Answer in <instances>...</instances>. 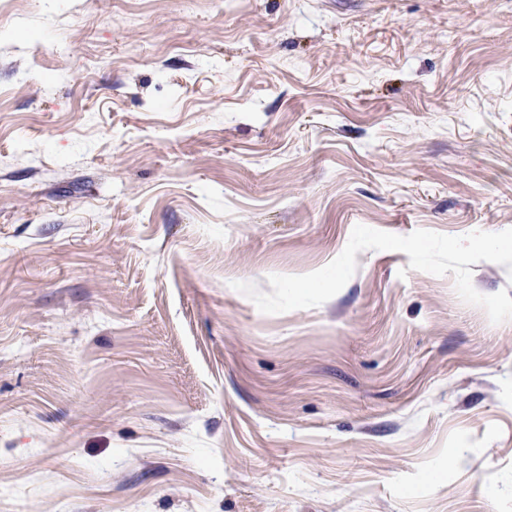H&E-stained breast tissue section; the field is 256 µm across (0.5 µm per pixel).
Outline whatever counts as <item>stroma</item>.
Returning <instances> with one entry per match:
<instances>
[{
    "mask_svg": "<svg viewBox=\"0 0 512 512\" xmlns=\"http://www.w3.org/2000/svg\"><path fill=\"white\" fill-rule=\"evenodd\" d=\"M512 228V0H0V512H512V320L355 225Z\"/></svg>",
    "mask_w": 512,
    "mask_h": 512,
    "instance_id": "obj_1",
    "label": "stroma"
}]
</instances>
